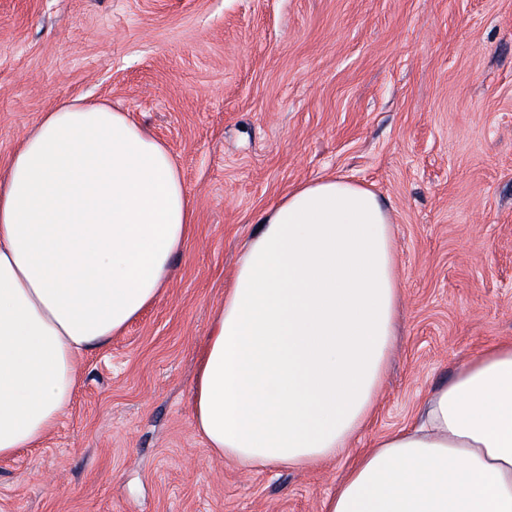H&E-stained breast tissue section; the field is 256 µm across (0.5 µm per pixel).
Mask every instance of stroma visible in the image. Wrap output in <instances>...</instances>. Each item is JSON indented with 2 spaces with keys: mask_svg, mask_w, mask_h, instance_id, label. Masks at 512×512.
Segmentation results:
<instances>
[{
  "mask_svg": "<svg viewBox=\"0 0 512 512\" xmlns=\"http://www.w3.org/2000/svg\"><path fill=\"white\" fill-rule=\"evenodd\" d=\"M76 98L169 148L196 224L160 298L81 357L57 424L0 458V512H321L512 339V0H0V169ZM331 175L391 214L402 314L375 412L317 466L216 456L190 404L211 317L257 217Z\"/></svg>",
  "mask_w": 512,
  "mask_h": 512,
  "instance_id": "stroma-1",
  "label": "stroma"
}]
</instances>
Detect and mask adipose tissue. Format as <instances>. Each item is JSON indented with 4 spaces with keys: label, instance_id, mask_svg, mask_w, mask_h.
<instances>
[{
    "label": "adipose tissue",
    "instance_id": "adipose-tissue-1",
    "mask_svg": "<svg viewBox=\"0 0 512 512\" xmlns=\"http://www.w3.org/2000/svg\"><path fill=\"white\" fill-rule=\"evenodd\" d=\"M257 221L202 350L195 426L242 464L313 466L376 407L399 302L390 213L325 176ZM193 222L175 157L128 113L68 100L24 137L0 171V458L54 427L81 356L159 298ZM322 512H512V341L358 456Z\"/></svg>",
    "mask_w": 512,
    "mask_h": 512
}]
</instances>
